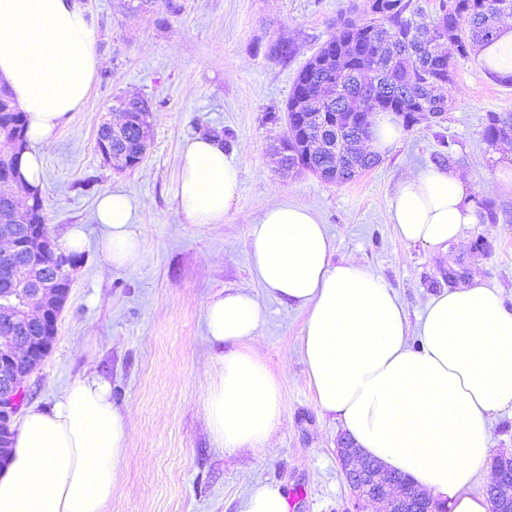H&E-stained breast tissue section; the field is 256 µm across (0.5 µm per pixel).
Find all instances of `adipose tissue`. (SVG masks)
<instances>
[{
    "instance_id": "1",
    "label": "adipose tissue",
    "mask_w": 512,
    "mask_h": 512,
    "mask_svg": "<svg viewBox=\"0 0 512 512\" xmlns=\"http://www.w3.org/2000/svg\"><path fill=\"white\" fill-rule=\"evenodd\" d=\"M486 75L512 77V17L478 48ZM103 66L78 0H0V79L28 117L23 184H41L55 132L80 111ZM175 194L192 224H220L240 194L239 168L220 137L198 133L181 148ZM98 250L115 267L136 266L138 206L100 197ZM462 173L409 171L390 205L394 235L432 253L467 247L476 223ZM253 273L268 295L308 309L299 351L318 407L364 453L410 477L449 512H490L472 489L491 453L488 424L512 412V308L473 277L431 297L417 323L388 283L356 256L334 261V243L309 209L270 203L248 222ZM264 318L247 288L214 295L204 312L214 373L206 396L210 432L224 448L265 449L283 411L280 384L255 347ZM418 334L419 346L408 343ZM129 437L128 415L94 371L49 408H30L0 466V512H105Z\"/></svg>"
}]
</instances>
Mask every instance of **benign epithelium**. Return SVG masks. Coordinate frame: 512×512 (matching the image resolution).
<instances>
[{
  "label": "benign epithelium",
  "instance_id": "7a95c632",
  "mask_svg": "<svg viewBox=\"0 0 512 512\" xmlns=\"http://www.w3.org/2000/svg\"><path fill=\"white\" fill-rule=\"evenodd\" d=\"M101 156L111 164L118 161L130 169L144 154L126 158L103 146ZM0 462L12 447L13 424L21 412L19 397L30 395L25 376L38 368L49 354L58 316L66 300L65 287L42 268L43 257L54 255L67 265V257L56 254L49 234L16 224H0ZM359 450L348 440L337 448L350 493V512H440L444 505L409 484L390 481L385 466L368 458L354 467L350 459ZM490 512H512V455L496 457L492 465Z\"/></svg>",
  "mask_w": 512,
  "mask_h": 512
}]
</instances>
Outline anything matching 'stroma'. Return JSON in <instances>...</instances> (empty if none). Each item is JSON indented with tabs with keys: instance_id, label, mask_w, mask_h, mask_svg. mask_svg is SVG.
Listing matches in <instances>:
<instances>
[{
	"instance_id": "stroma-1",
	"label": "stroma",
	"mask_w": 512,
	"mask_h": 512,
	"mask_svg": "<svg viewBox=\"0 0 512 512\" xmlns=\"http://www.w3.org/2000/svg\"><path fill=\"white\" fill-rule=\"evenodd\" d=\"M167 2L132 15L120 0H79L104 65L45 157L42 196L52 236L81 224L90 244L76 257L53 348L26 379L30 403L52 406L88 367L110 382L113 402L129 412L130 436L107 512H240L262 484L280 486L289 512H344L349 490L336 457L343 429L317 406L298 348L306 310L263 299L256 347L283 397L264 453L221 448L210 433L205 398L214 352L205 339L206 305L227 288L261 294L246 221L280 200L313 211L334 242V260L356 255L397 292L409 318L447 288L456 261L511 306L512 184L498 173L512 169V151L475 144L488 113L512 112V84L486 78L476 52L454 58L448 112L406 127L376 166L342 185L309 172L286 176L272 146L286 132L294 81L340 15L363 17V0H175L174 12ZM281 37L296 45L285 62L267 56ZM121 93L144 97L152 110L147 155L126 171L113 169L96 146ZM215 132L239 166L241 194L223 223L191 224L174 200L181 145ZM447 160L466 175L472 200L490 202L495 217L465 226L470 248L434 255L395 237L389 205L408 170ZM115 189L139 206L143 252L134 268L107 265L96 246V201Z\"/></svg>"
}]
</instances>
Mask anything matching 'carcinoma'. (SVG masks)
Returning <instances> with one entry per match:
<instances>
[{
  "mask_svg": "<svg viewBox=\"0 0 512 512\" xmlns=\"http://www.w3.org/2000/svg\"><path fill=\"white\" fill-rule=\"evenodd\" d=\"M379 17L365 23L344 19L299 72L288 98L291 134L276 148L281 168L307 170L336 184L350 182L378 158L360 153L355 144L371 125L376 112H402L411 125L423 112L436 119L448 111L450 98L439 93L453 82L451 58L465 57L470 47L490 39L499 19L512 14V0H441L431 27L406 16L410 0H376ZM295 52L292 42L280 38L269 46L268 56L286 61ZM27 116L18 110L7 86L0 87V142L13 150L0 154V169L20 172V157L28 149ZM331 125L329 136L341 132L346 146L339 154L313 149L307 130ZM512 136V113L492 112L484 128L493 145ZM141 138L130 126L124 141L112 142V128L104 123L97 141L117 152L131 153ZM23 210L9 216L12 224L46 226L40 188Z\"/></svg>",
  "mask_w": 512,
  "mask_h": 512,
  "instance_id": "carcinoma-1",
  "label": "carcinoma"
}]
</instances>
